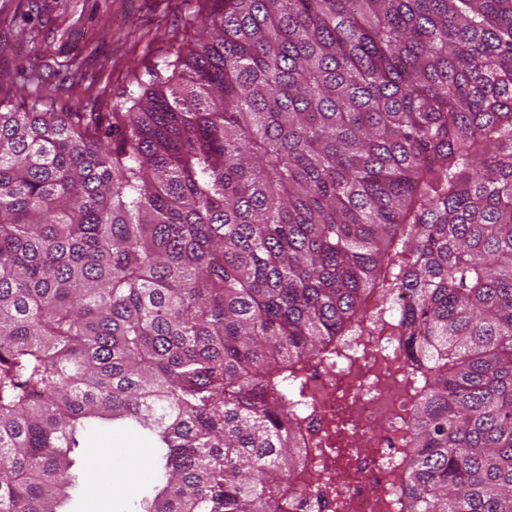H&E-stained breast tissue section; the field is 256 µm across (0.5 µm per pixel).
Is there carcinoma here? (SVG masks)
<instances>
[{
  "label": "carcinoma",
  "instance_id": "cac0c4a2",
  "mask_svg": "<svg viewBox=\"0 0 512 512\" xmlns=\"http://www.w3.org/2000/svg\"><path fill=\"white\" fill-rule=\"evenodd\" d=\"M200 24L117 112L0 102V512H69L90 426L149 440L143 512H344L338 361L406 399L380 507L512 512V0ZM352 373L342 365L328 368H319L316 372L315 382L320 391V404L318 411L312 420V428L319 436H324L327 431V421L336 420V415L340 412L341 404L336 396L340 381Z\"/></svg>",
  "mask_w": 512,
  "mask_h": 512
}]
</instances>
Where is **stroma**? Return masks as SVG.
I'll use <instances>...</instances> for the list:
<instances>
[{
	"mask_svg": "<svg viewBox=\"0 0 512 512\" xmlns=\"http://www.w3.org/2000/svg\"><path fill=\"white\" fill-rule=\"evenodd\" d=\"M210 0H0V100L29 108L41 90H56L66 112H108L161 59L176 58L202 32ZM145 440L90 432L74 470L79 492L71 512H91L86 491L97 488L102 512H140L154 486L142 458L141 489L129 497L116 482ZM111 490H103L104 477Z\"/></svg>",
	"mask_w": 512,
	"mask_h": 512,
	"instance_id": "35a3bbf8",
	"label": "stroma"
}]
</instances>
